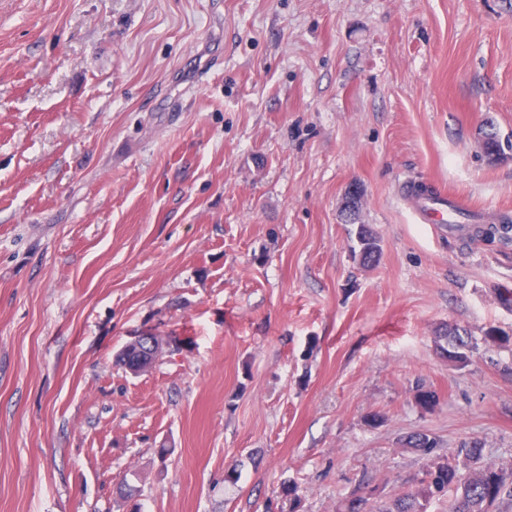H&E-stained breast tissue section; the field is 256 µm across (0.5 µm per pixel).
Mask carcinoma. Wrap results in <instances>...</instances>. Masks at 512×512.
Returning a JSON list of instances; mask_svg holds the SVG:
<instances>
[{"mask_svg":"<svg viewBox=\"0 0 512 512\" xmlns=\"http://www.w3.org/2000/svg\"><path fill=\"white\" fill-rule=\"evenodd\" d=\"M357 243L361 263L375 265L381 256L380 240L366 224L358 225ZM439 337L441 355L456 368H464L473 361L479 344L512 351V335L495 327L488 328L481 339L469 336L459 327L449 326ZM414 401L421 409H433L437 394L419 384L414 390ZM404 446L429 458L422 477L414 479L407 491L379 512H427L432 501L448 497V512H504L512 506V465L500 466L483 461V445L478 440L463 441L448 453H435L436 439L420 432L407 436ZM378 497V488L360 486L345 500L343 512H372L370 501Z\"/></svg>","mask_w":512,"mask_h":512,"instance_id":"cac0c4a2","label":"carcinoma"}]
</instances>
